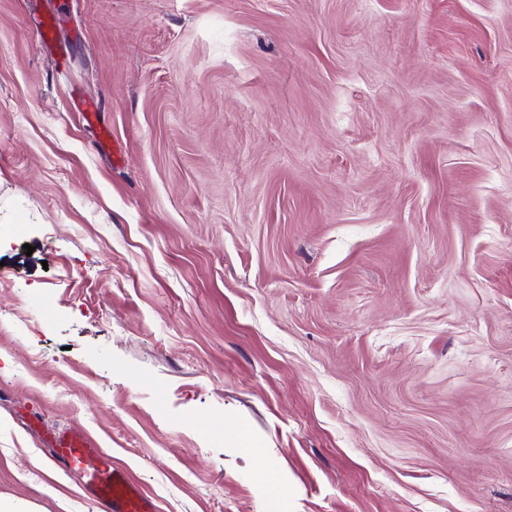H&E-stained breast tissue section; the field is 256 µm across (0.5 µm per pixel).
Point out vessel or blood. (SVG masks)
Here are the masks:
<instances>
[{"instance_id":"obj_1","label":"vessel or blood","mask_w":512,"mask_h":512,"mask_svg":"<svg viewBox=\"0 0 512 512\" xmlns=\"http://www.w3.org/2000/svg\"><path fill=\"white\" fill-rule=\"evenodd\" d=\"M57 27L56 14L46 12L39 19L34 36L44 50L62 59L67 48L57 39ZM47 446L51 461L80 478L84 492L97 504L99 512H157L154 499L128 470L116 466L109 454L96 448L83 428L53 434Z\"/></svg>"}]
</instances>
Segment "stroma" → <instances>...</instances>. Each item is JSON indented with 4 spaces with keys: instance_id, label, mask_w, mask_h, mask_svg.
<instances>
[{
    "instance_id": "35a3bbf8",
    "label": "stroma",
    "mask_w": 512,
    "mask_h": 512,
    "mask_svg": "<svg viewBox=\"0 0 512 512\" xmlns=\"http://www.w3.org/2000/svg\"><path fill=\"white\" fill-rule=\"evenodd\" d=\"M65 2L0 0V499L97 512L79 425L158 512H512V0ZM58 27V18L54 12H46L38 20L34 36L39 45L49 53L55 54L58 60L64 59L67 47L58 42L56 29Z\"/></svg>"
}]
</instances>
